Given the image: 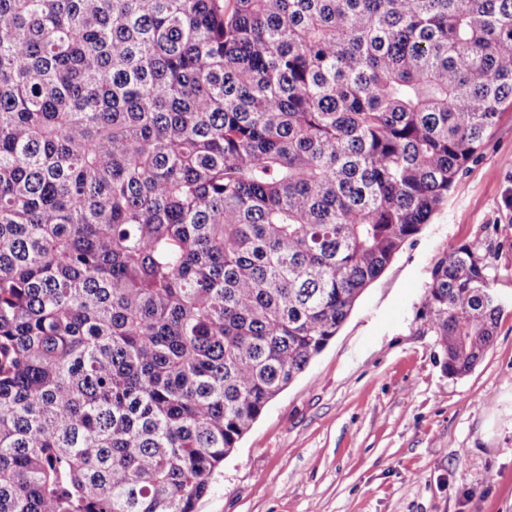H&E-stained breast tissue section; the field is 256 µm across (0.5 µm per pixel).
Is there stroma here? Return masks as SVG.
<instances>
[{
  "mask_svg": "<svg viewBox=\"0 0 512 512\" xmlns=\"http://www.w3.org/2000/svg\"><path fill=\"white\" fill-rule=\"evenodd\" d=\"M512 110L214 474L196 512H512ZM490 252L503 298L473 370L448 374L426 305L444 247Z\"/></svg>",
  "mask_w": 512,
  "mask_h": 512,
  "instance_id": "obj_1",
  "label": "stroma"
}]
</instances>
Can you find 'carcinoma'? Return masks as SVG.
<instances>
[{
    "label": "carcinoma",
    "mask_w": 512,
    "mask_h": 512,
    "mask_svg": "<svg viewBox=\"0 0 512 512\" xmlns=\"http://www.w3.org/2000/svg\"><path fill=\"white\" fill-rule=\"evenodd\" d=\"M509 107L512 0H0V512H195Z\"/></svg>",
    "instance_id": "cac0c4a2"
}]
</instances>
